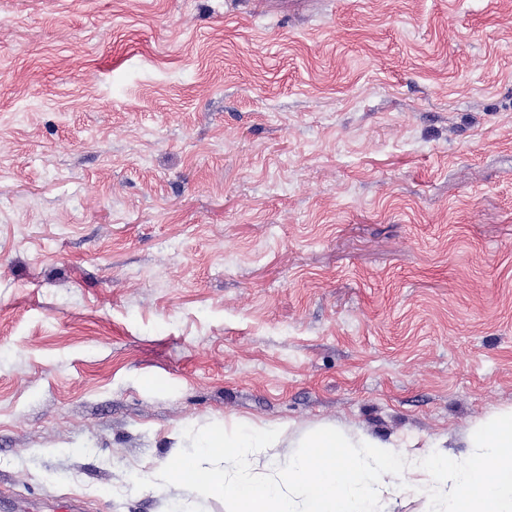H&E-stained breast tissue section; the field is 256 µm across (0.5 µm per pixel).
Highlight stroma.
Instances as JSON below:
<instances>
[{"label": "stroma", "mask_w": 512, "mask_h": 512, "mask_svg": "<svg viewBox=\"0 0 512 512\" xmlns=\"http://www.w3.org/2000/svg\"><path fill=\"white\" fill-rule=\"evenodd\" d=\"M505 407L512 0H0V512H227L130 476Z\"/></svg>", "instance_id": "1"}]
</instances>
